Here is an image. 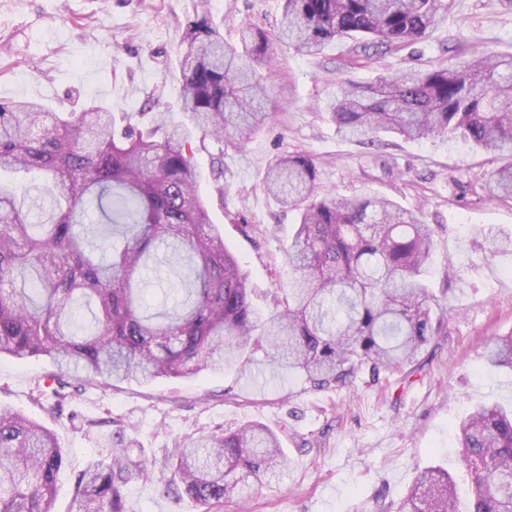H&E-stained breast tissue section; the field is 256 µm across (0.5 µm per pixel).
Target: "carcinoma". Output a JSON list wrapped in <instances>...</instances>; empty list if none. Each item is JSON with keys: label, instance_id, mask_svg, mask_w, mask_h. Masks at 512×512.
I'll return each mask as SVG.
<instances>
[{"label": "carcinoma", "instance_id": "cac0c4a2", "mask_svg": "<svg viewBox=\"0 0 512 512\" xmlns=\"http://www.w3.org/2000/svg\"><path fill=\"white\" fill-rule=\"evenodd\" d=\"M451 0H283L280 41L314 56L361 36L369 58L425 39L448 18ZM241 45L204 17L186 26L179 58L189 125L151 126L117 135L112 112H50L44 104L0 102V174H43L38 195L20 201L0 179V355H46L62 377L73 372L109 386L150 383L224 367L252 371L253 356L315 389L343 386L412 365L437 331L424 275L434 240L420 210L385 197H320L304 154L275 161L268 191L299 211L288 245V292L273 314L252 301L248 273L224 244L198 193L190 129L215 140L257 127L265 90L256 67L269 56L261 30ZM330 116L338 133L364 145L381 132L409 140L457 138L502 161L486 181L492 198L512 199V54L482 53L451 67L402 71L369 85L340 83ZM98 225L84 224L88 208ZM173 249L193 274L172 309L149 311L145 272L159 247ZM512 370V335L486 356ZM459 461L471 475L460 510L447 470L419 472L404 512H512V410L474 407L459 423ZM108 464L79 472L72 512H124V486L148 478L117 436ZM66 455L55 434L0 407V512H51ZM288 461L279 437L261 423L178 442L162 467L186 494L220 512L276 479Z\"/></svg>", "mask_w": 512, "mask_h": 512}]
</instances>
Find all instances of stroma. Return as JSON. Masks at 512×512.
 <instances>
[{
	"instance_id": "1",
	"label": "stroma",
	"mask_w": 512,
	"mask_h": 512,
	"mask_svg": "<svg viewBox=\"0 0 512 512\" xmlns=\"http://www.w3.org/2000/svg\"><path fill=\"white\" fill-rule=\"evenodd\" d=\"M281 0H0V101L34 99L53 112L85 104L109 108L117 126L149 123L166 112L183 119L178 52L190 20L207 17L225 40L243 27L273 32ZM331 43L317 56L276 47L260 67L267 123L235 135L214 176L208 150L194 154L198 191L210 204L226 247L248 272L263 311L288 290L285 250L296 212L265 189L268 167L301 153L317 169L316 189L335 196H386L422 209L435 230L426 277L444 307L442 324L411 375L360 374L353 384L317 390L273 367L253 377L235 367L148 384L66 389L55 413L39 391L57 368L47 356H0V405L54 432L65 454L52 512H68L76 476L109 462L122 434L133 457L162 463L177 441L258 421L277 432L288 457L282 475L250 501L222 512H400L419 469L447 468L467 490L455 426L474 406H512V372L489 370L485 353L512 334V251L492 236H512V199L483 190L497 166L490 155L451 138L406 140L384 134L366 146L338 134L328 105L339 83L463 61L487 51L512 54V0H453L448 19L406 49L349 62ZM171 471L124 488L125 512H201L190 496L164 488Z\"/></svg>"
}]
</instances>
